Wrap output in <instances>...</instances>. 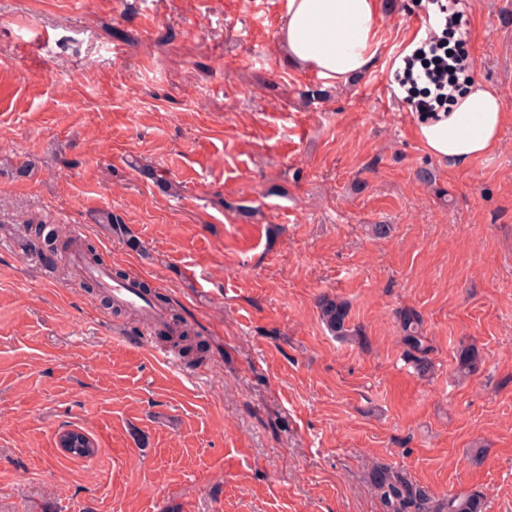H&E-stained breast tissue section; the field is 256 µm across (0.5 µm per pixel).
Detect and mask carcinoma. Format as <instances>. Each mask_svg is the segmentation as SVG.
Returning <instances> with one entry per match:
<instances>
[{
  "label": "carcinoma",
  "mask_w": 512,
  "mask_h": 512,
  "mask_svg": "<svg viewBox=\"0 0 512 512\" xmlns=\"http://www.w3.org/2000/svg\"><path fill=\"white\" fill-rule=\"evenodd\" d=\"M24 237L29 249L50 265L60 254L81 249L78 239L65 235L43 219L25 220ZM83 253L97 263L102 262V258L90 247ZM317 305L322 321L331 334L346 340L356 336L355 330L349 326V308L345 301L323 295ZM400 323L404 357L418 374L425 376L433 367L434 347L423 330L422 319L416 311L409 309L401 314ZM455 361L460 373L473 374L482 361V355L476 347L465 346L458 349ZM84 444L82 433L73 432L67 453L73 459L93 456L96 448H86ZM364 480L383 505V512H482L483 509V496L478 491L436 496L428 487L411 480L403 470L389 465L369 466Z\"/></svg>",
  "instance_id": "cac0c4a2"
}]
</instances>
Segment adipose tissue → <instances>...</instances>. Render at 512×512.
I'll return each mask as SVG.
<instances>
[{"mask_svg": "<svg viewBox=\"0 0 512 512\" xmlns=\"http://www.w3.org/2000/svg\"><path fill=\"white\" fill-rule=\"evenodd\" d=\"M380 0H285L282 42L289 61L317 70L331 82H349L369 70L379 51ZM504 104L481 81L455 96L451 111L424 112L416 133L435 159L461 167L492 153Z\"/></svg>", "mask_w": 512, "mask_h": 512, "instance_id": "ef3b65f1", "label": "adipose tissue"}]
</instances>
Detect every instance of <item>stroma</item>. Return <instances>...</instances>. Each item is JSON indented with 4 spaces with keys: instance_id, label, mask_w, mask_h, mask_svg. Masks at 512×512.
Returning a JSON list of instances; mask_svg holds the SVG:
<instances>
[{
    "instance_id": "1",
    "label": "stroma",
    "mask_w": 512,
    "mask_h": 512,
    "mask_svg": "<svg viewBox=\"0 0 512 512\" xmlns=\"http://www.w3.org/2000/svg\"><path fill=\"white\" fill-rule=\"evenodd\" d=\"M471 3L472 75L505 114L459 168L387 92L417 0L384 5L346 84L289 63L284 0H0V512H382L374 463L512 512V0ZM28 217L163 295L201 363L130 343L133 315L23 248ZM67 429L96 454L69 459ZM317 305L322 321L331 334L346 340L357 335L355 330L349 326V308L345 301L323 295L318 299ZM403 336L401 341L404 346V357L411 362L418 374L427 375L432 367L431 355L434 347L431 339L423 330L422 319L414 310H405L400 316ZM455 361L460 373L473 374L482 361V355L476 347L465 346L458 349Z\"/></svg>"
}]
</instances>
